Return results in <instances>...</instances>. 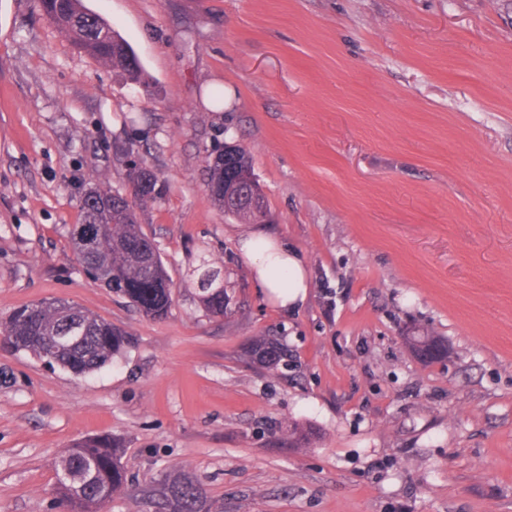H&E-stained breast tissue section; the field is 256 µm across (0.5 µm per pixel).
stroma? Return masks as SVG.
Segmentation results:
<instances>
[{
    "label": "stroma",
    "instance_id": "obj_1",
    "mask_svg": "<svg viewBox=\"0 0 512 512\" xmlns=\"http://www.w3.org/2000/svg\"><path fill=\"white\" fill-rule=\"evenodd\" d=\"M85 4L144 85L78 53L37 0H0V319L64 299L130 344L82 377L0 338V512H57L61 456L98 435L134 485L104 512H145L136 489L179 470L216 512H512V0ZM217 142L252 157L258 231L307 263L295 311L256 287L248 223L205 189ZM120 148L162 188L137 211L174 284L161 319L72 249L91 173L128 188ZM204 258L221 317L198 301ZM416 331L447 360L416 359ZM254 336L287 366L248 362ZM405 340L408 348L416 357L419 356L423 347L431 349L427 360L424 361L426 364L433 363L447 356V346L440 336H433L429 333H413L412 336H406Z\"/></svg>",
    "mask_w": 512,
    "mask_h": 512
}]
</instances>
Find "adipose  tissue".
I'll list each match as a JSON object with an SVG mask.
<instances>
[{"label":"adipose tissue","mask_w":512,"mask_h":512,"mask_svg":"<svg viewBox=\"0 0 512 512\" xmlns=\"http://www.w3.org/2000/svg\"><path fill=\"white\" fill-rule=\"evenodd\" d=\"M238 250L256 285L276 306L288 311L304 303L309 272L295 248L278 238L248 232L240 235Z\"/></svg>","instance_id":"1"}]
</instances>
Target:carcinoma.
Listing matches in <instances>:
<instances>
[{"mask_svg":"<svg viewBox=\"0 0 512 512\" xmlns=\"http://www.w3.org/2000/svg\"><path fill=\"white\" fill-rule=\"evenodd\" d=\"M42 11L54 18V25L73 47L126 77L145 82L142 66L131 47L108 22L88 10L82 0H40ZM232 169L240 181L249 184L254 169L249 152L239 144L226 143L208 151L205 158L206 189L219 208H224V174ZM135 197L147 206L160 198L158 177L147 167H138ZM81 223L102 224L96 244L86 249L72 238L82 270L91 279L113 288L141 313L162 318L173 303V283L157 247L138 224L137 213L125 194L105 185L101 179L89 188L80 202ZM199 302L206 312L224 315V284L220 271L204 266L198 273ZM72 329L81 339L58 343L55 336ZM0 334L16 346L46 362L77 375L97 371L112 363L129 345V336L112 323L78 305L41 302L14 310L0 322ZM414 355L429 349L425 363L447 356L445 341L429 333L405 337ZM248 358L274 368L284 351L266 336L251 338ZM69 469L82 477L77 490L59 487V504L65 512H99L101 493L116 497L129 490L130 480L121 462V450L112 438L84 440L66 450L62 457ZM142 502L153 512H212L213 504L201 479L189 471L152 477L140 489Z\"/></svg>","mask_w":512,"mask_h":512,"instance_id":"carcinoma-1","label":"carcinoma"}]
</instances>
